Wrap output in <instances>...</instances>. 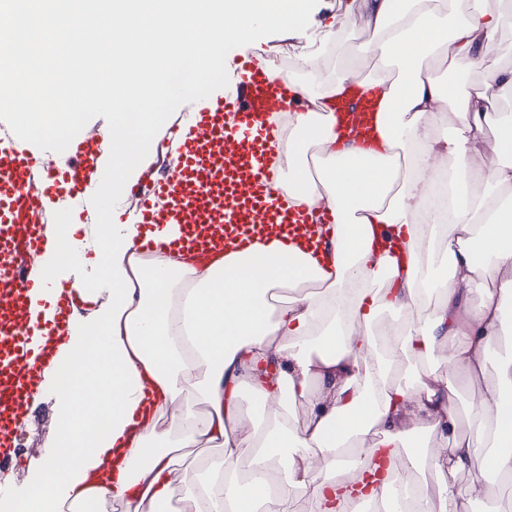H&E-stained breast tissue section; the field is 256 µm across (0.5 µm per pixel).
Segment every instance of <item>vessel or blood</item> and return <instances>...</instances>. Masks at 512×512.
I'll list each match as a JSON object with an SVG mask.
<instances>
[{
    "instance_id": "obj_1",
    "label": "vessel or blood",
    "mask_w": 512,
    "mask_h": 512,
    "mask_svg": "<svg viewBox=\"0 0 512 512\" xmlns=\"http://www.w3.org/2000/svg\"><path fill=\"white\" fill-rule=\"evenodd\" d=\"M230 93L204 99L194 110L190 132L175 130L177 161L148 183L137 184L143 200L136 218L142 249L155 225L170 224V244L206 253L242 249L267 240L274 225L300 224L298 208L272 198L273 153L280 138L276 116L302 112L303 100L285 94V79L273 76L268 57L252 48L239 55ZM336 116L369 145L375 125L371 102L343 99ZM75 163L45 168L39 152L14 138L0 139V474L20 453L14 431L22 425L43 375L65 383L67 368L53 361L48 346L62 335L67 319H43L31 304L34 285L48 288L50 276L34 282L31 253L55 240L46 204L57 198L82 202L93 195L99 145L73 146Z\"/></svg>"
}]
</instances>
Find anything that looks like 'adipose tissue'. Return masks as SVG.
<instances>
[{"mask_svg": "<svg viewBox=\"0 0 512 512\" xmlns=\"http://www.w3.org/2000/svg\"><path fill=\"white\" fill-rule=\"evenodd\" d=\"M491 13L468 0L451 16L432 0H360L363 28L383 57L365 78L337 69L319 94L377 97L373 148L338 133L333 112H297L278 152L288 200L307 221L332 212L322 243L280 232L266 244L202 260L163 244L136 246L137 227L101 240L98 272L111 299L57 347L72 361L56 409V450L20 500L21 512H347L346 489L374 453L391 469L367 496L411 494L399 467L427 460L439 477L411 512H470L489 484L512 481V355L492 346L512 324V66L488 65L485 44L512 0ZM448 78L433 79L436 59ZM447 106L450 128L437 122ZM448 173L452 218L428 209ZM426 318L376 333L382 312ZM444 351L447 374L399 361ZM495 369L498 382L459 433L450 405L457 376ZM257 411L244 413L246 400ZM306 421L297 425L295 407ZM217 448L191 487L176 453ZM467 476L457 484V476Z\"/></svg>", "mask_w": 512, "mask_h": 512, "instance_id": "adipose-tissue-1", "label": "adipose tissue"}]
</instances>
